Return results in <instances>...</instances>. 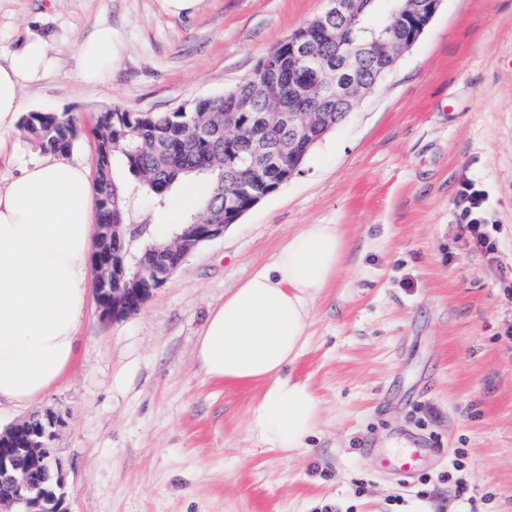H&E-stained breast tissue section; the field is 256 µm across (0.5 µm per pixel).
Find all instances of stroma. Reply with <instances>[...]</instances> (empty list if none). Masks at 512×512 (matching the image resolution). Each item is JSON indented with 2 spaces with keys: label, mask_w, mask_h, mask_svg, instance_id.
I'll use <instances>...</instances> for the list:
<instances>
[{
  "label": "stroma",
  "mask_w": 512,
  "mask_h": 512,
  "mask_svg": "<svg viewBox=\"0 0 512 512\" xmlns=\"http://www.w3.org/2000/svg\"><path fill=\"white\" fill-rule=\"evenodd\" d=\"M327 0H0V56L47 39L54 77L24 111L81 119L74 159L94 166L96 117L173 112L233 89ZM121 42L111 79L84 85L73 51L100 21ZM484 193L495 250L459 229L460 191ZM305 224L347 251L317 299L293 375L321 412L303 449L253 432L260 389L207 379L195 348L209 311ZM53 411L71 512H512V0H442L415 44L309 156L302 172L202 244L135 313L89 302L76 361L0 431ZM384 451L418 441L415 479ZM467 485L448 480L454 460Z\"/></svg>",
  "instance_id": "obj_1"
}]
</instances>
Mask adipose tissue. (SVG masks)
I'll return each instance as SVG.
<instances>
[{
	"label": "adipose tissue",
	"instance_id": "ef3b65f1",
	"mask_svg": "<svg viewBox=\"0 0 512 512\" xmlns=\"http://www.w3.org/2000/svg\"><path fill=\"white\" fill-rule=\"evenodd\" d=\"M116 58L112 26L100 23L77 48L81 80L105 82ZM56 66L38 38L0 61V160L11 159L23 90L51 78ZM93 208L90 172L75 159L46 155L0 185V405L42 398L75 361ZM345 250L336 225H303L225 296L198 339L196 360L207 378L260 385L251 427L285 452L303 448L320 415L315 392L288 369L302 354L314 304L336 278Z\"/></svg>",
	"mask_w": 512,
	"mask_h": 512
}]
</instances>
